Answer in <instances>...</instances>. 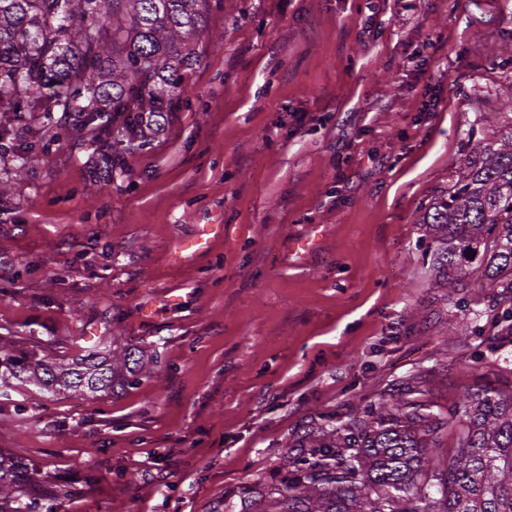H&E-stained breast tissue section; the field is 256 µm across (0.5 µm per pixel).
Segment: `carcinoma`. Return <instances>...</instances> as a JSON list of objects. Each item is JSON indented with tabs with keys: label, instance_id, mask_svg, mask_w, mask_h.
Here are the masks:
<instances>
[{
	"label": "carcinoma",
	"instance_id": "1",
	"mask_svg": "<svg viewBox=\"0 0 512 512\" xmlns=\"http://www.w3.org/2000/svg\"><path fill=\"white\" fill-rule=\"evenodd\" d=\"M210 8L211 0H0L5 175L47 160L64 132L103 156L92 185L106 189L125 153L155 140L186 103L184 75L200 61ZM28 118L42 123L39 137L22 132ZM419 223L438 287L472 288L474 305L512 302V129L465 154ZM144 357L114 349L108 363L92 349L83 368L65 369L20 352L0 365L46 391L114 392L137 373L153 376ZM427 382L413 374L345 422L330 416L298 435L303 457H285L274 512H512V382L467 388L450 407L429 399ZM30 481L0 454V512H54L25 492Z\"/></svg>",
	"mask_w": 512,
	"mask_h": 512
}]
</instances>
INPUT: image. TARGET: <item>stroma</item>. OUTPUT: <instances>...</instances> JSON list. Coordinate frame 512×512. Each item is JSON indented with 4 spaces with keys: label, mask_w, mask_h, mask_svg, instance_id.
Returning <instances> with one entry per match:
<instances>
[{
    "label": "stroma",
    "mask_w": 512,
    "mask_h": 512,
    "mask_svg": "<svg viewBox=\"0 0 512 512\" xmlns=\"http://www.w3.org/2000/svg\"><path fill=\"white\" fill-rule=\"evenodd\" d=\"M199 50L188 108L103 194L65 138L0 204V353L157 355L117 394L0 398V452L62 512H268L324 416L418 372L443 406L512 380V336L435 287L416 222L512 129V0H213Z\"/></svg>",
    "instance_id": "35a3bbf8"
}]
</instances>
